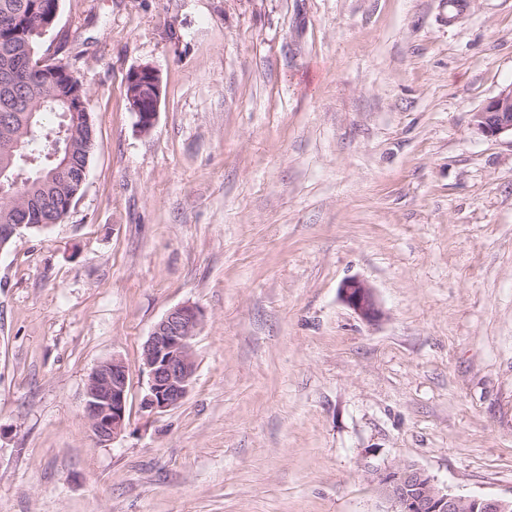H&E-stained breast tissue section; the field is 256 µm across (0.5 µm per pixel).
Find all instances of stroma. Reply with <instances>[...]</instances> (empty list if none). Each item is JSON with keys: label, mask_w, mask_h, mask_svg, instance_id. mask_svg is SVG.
Here are the masks:
<instances>
[{"label": "stroma", "mask_w": 512, "mask_h": 512, "mask_svg": "<svg viewBox=\"0 0 512 512\" xmlns=\"http://www.w3.org/2000/svg\"><path fill=\"white\" fill-rule=\"evenodd\" d=\"M39 56L95 148L67 220L0 251V512H387L371 471L406 464L512 500V137L473 121L512 84V0H59ZM184 303L195 375L151 415L142 347ZM136 85L140 86L133 90ZM125 88L128 89L126 99L131 111L137 116V124L140 129L144 132L151 130L156 121L162 95L161 81L157 70L150 65L133 69L126 76ZM141 92L147 94L151 100V108L147 112L142 110L139 103ZM342 301L367 322H376L382 317L373 289L359 279L344 281L339 287ZM129 372L116 357L102 362L90 373L84 400V417L98 443L116 440L125 429Z\"/></svg>", "instance_id": "1"}]
</instances>
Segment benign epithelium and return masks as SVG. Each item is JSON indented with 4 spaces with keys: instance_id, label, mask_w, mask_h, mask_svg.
<instances>
[{
    "instance_id": "obj_1",
    "label": "benign epithelium",
    "mask_w": 512,
    "mask_h": 512,
    "mask_svg": "<svg viewBox=\"0 0 512 512\" xmlns=\"http://www.w3.org/2000/svg\"><path fill=\"white\" fill-rule=\"evenodd\" d=\"M129 107L140 129H152L159 111L162 87L157 70L143 65L125 79ZM477 127L488 137L512 134V84L502 89L478 112ZM342 301L367 322L382 317L373 289L359 279L339 287ZM203 311L192 303L171 309L153 327L143 346L142 365L147 390L142 408L152 413L179 405L187 396L195 373L193 339L203 323ZM129 394V372L125 362L112 358L90 373L84 400V417L98 443L116 440L125 429ZM373 480L390 512H509L512 501L489 497H463L440 489L423 470L405 465L374 469Z\"/></svg>"
}]
</instances>
